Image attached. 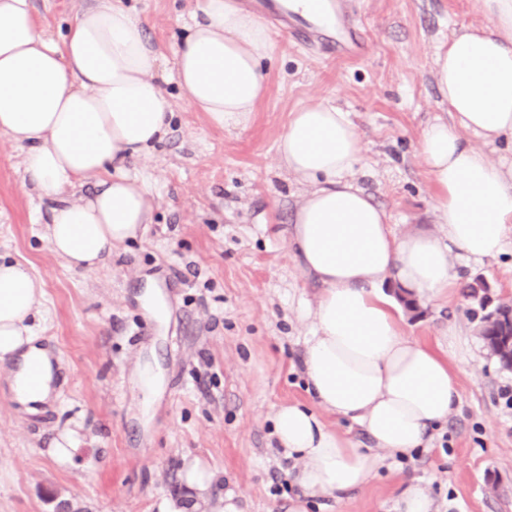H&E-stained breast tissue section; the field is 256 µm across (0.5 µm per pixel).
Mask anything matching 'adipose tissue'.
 Returning <instances> with one entry per match:
<instances>
[{"instance_id": "ef3b65f1", "label": "adipose tissue", "mask_w": 512, "mask_h": 512, "mask_svg": "<svg viewBox=\"0 0 512 512\" xmlns=\"http://www.w3.org/2000/svg\"><path fill=\"white\" fill-rule=\"evenodd\" d=\"M481 6L484 23L453 33L432 58L452 115L429 123L420 140L439 190V231L394 234L385 211L351 177L362 143L335 103L290 112L278 142L288 173L310 187L288 244L323 288L304 340V373L318 406L285 404L273 419L280 447L299 463L293 480L302 494L288 512L360 489L384 458H412L456 408L466 340L453 325L443 347L406 336L392 291L446 296L456 259L480 264L507 247L512 163L493 164L468 138L512 139V0ZM269 46L266 27L235 0H197L169 60L148 43L125 0H94L59 39L32 0H0V135L24 148L28 180L53 203L51 249L92 271L150 224L154 195L127 164L169 132L172 112L155 81L164 62L212 127L238 129L266 95L261 62ZM90 178L98 189L69 200ZM43 297L27 263L0 260V361L13 362L10 386L29 412L54 392L52 356L31 325ZM325 412L360 425L371 448L330 430Z\"/></svg>"}]
</instances>
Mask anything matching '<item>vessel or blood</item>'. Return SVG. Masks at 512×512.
Masks as SVG:
<instances>
[{"label":"vessel or blood","mask_w":512,"mask_h":512,"mask_svg":"<svg viewBox=\"0 0 512 512\" xmlns=\"http://www.w3.org/2000/svg\"><path fill=\"white\" fill-rule=\"evenodd\" d=\"M260 15L275 38L301 41L327 58L353 62L369 53L365 29L345 10H337L330 21L319 17L314 0H305L304 8L288 12L264 5Z\"/></svg>","instance_id":"b4317fda"}]
</instances>
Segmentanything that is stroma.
Listing matches in <instances>:
<instances>
[{"instance_id":"obj_1","label":"stroma","mask_w":512,"mask_h":512,"mask_svg":"<svg viewBox=\"0 0 512 512\" xmlns=\"http://www.w3.org/2000/svg\"><path fill=\"white\" fill-rule=\"evenodd\" d=\"M196 0H135L147 39L172 57ZM371 38L367 60H331L281 39L264 64L267 94L243 129L210 127L174 82L165 141L135 164L156 209L141 238L113 249L95 271L69 267L44 238L51 203L28 182L24 152L0 136V256L28 263L45 287L34 322L50 340L56 399L25 411L0 363V512H49L48 496L75 512H205L189 474L243 512H288L294 460L272 434L284 404L315 407L303 377L304 336L321 287L300 266L286 230L306 186L276 146L295 109L326 100L349 112L363 158L352 176L390 216L395 234L437 227V189L420 138L445 116L431 70L439 43L483 22L481 0H356ZM451 295L404 315L419 342L463 329L470 356L460 400L430 448L386 465L363 488L311 512H393L415 480L437 512H512V371L478 335L482 315L463 289L482 278L493 301L512 300V245L479 266L456 264ZM167 296L152 319L143 293ZM150 366L146 395L134 372ZM73 438L67 459L51 444Z\"/></svg>"}]
</instances>
